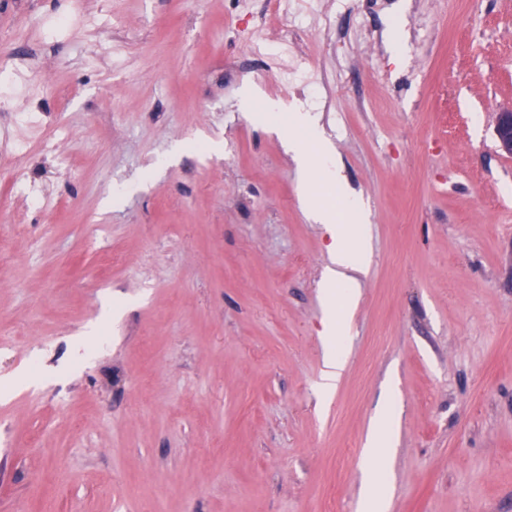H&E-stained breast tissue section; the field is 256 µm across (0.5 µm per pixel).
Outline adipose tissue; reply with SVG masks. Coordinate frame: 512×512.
I'll return each mask as SVG.
<instances>
[{
  "mask_svg": "<svg viewBox=\"0 0 512 512\" xmlns=\"http://www.w3.org/2000/svg\"><path fill=\"white\" fill-rule=\"evenodd\" d=\"M288 148L295 154L302 170V190L310 219L329 225L335 241L322 281L331 312L325 326L328 342L319 387L323 398L328 400L333 397L344 369L339 343L350 331L352 311L357 302L352 274L362 270L369 261L361 226L365 210L361 199L346 190L327 146L311 151L292 140ZM394 421L393 413L387 409L378 412L372 421L363 451L368 481L359 499V512H385L387 500L382 468L393 446Z\"/></svg>",
  "mask_w": 512,
  "mask_h": 512,
  "instance_id": "obj_1",
  "label": "adipose tissue"
}]
</instances>
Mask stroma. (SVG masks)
I'll return each instance as SVG.
<instances>
[{"label": "stroma", "mask_w": 512, "mask_h": 512, "mask_svg": "<svg viewBox=\"0 0 512 512\" xmlns=\"http://www.w3.org/2000/svg\"><path fill=\"white\" fill-rule=\"evenodd\" d=\"M282 24L305 79L250 52ZM1 48L41 88L0 112L29 148L0 154V376L34 383L0 400V512H356L383 405L388 512H512V0H0ZM288 133L366 204L326 403L332 239ZM495 135L500 150L512 154V107L498 112Z\"/></svg>", "instance_id": "35a3bbf8"}]
</instances>
